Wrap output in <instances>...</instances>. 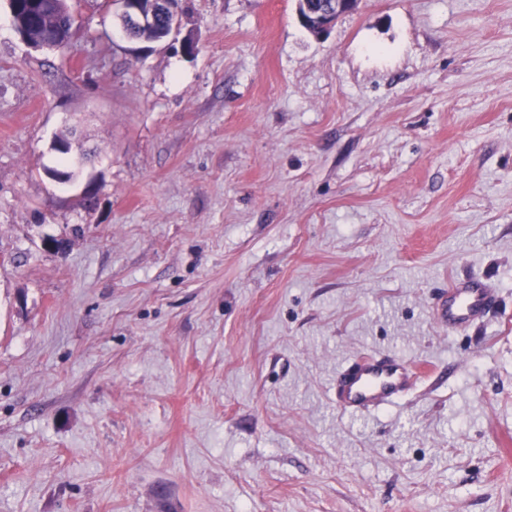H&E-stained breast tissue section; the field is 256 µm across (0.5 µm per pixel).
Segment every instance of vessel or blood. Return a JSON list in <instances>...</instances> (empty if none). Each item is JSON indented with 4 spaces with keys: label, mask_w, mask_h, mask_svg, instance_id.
I'll return each instance as SVG.
<instances>
[{
    "label": "vessel or blood",
    "mask_w": 512,
    "mask_h": 512,
    "mask_svg": "<svg viewBox=\"0 0 512 512\" xmlns=\"http://www.w3.org/2000/svg\"><path fill=\"white\" fill-rule=\"evenodd\" d=\"M495 302L492 289L477 279H454L438 308L449 327L479 322ZM417 381L412 365L379 353H364L336 374L334 397L337 408L348 414H363L391 405L405 397Z\"/></svg>",
    "instance_id": "obj_1"
}]
</instances>
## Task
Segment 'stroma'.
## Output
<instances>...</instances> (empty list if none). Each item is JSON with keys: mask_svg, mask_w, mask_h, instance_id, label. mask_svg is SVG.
Wrapping results in <instances>:
<instances>
[{"mask_svg": "<svg viewBox=\"0 0 512 512\" xmlns=\"http://www.w3.org/2000/svg\"><path fill=\"white\" fill-rule=\"evenodd\" d=\"M71 5L57 52L0 0V512H512V0H359L323 38L182 0L146 50ZM469 276L498 302L452 333ZM370 350L426 379L343 414Z\"/></svg>", "mask_w": 512, "mask_h": 512, "instance_id": "obj_1", "label": "stroma"}]
</instances>
